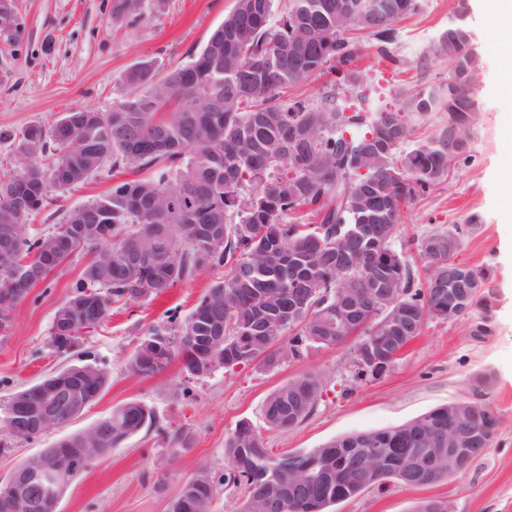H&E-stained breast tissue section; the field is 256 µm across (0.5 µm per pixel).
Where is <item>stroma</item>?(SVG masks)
<instances>
[{
	"label": "stroma",
	"mask_w": 512,
	"mask_h": 512,
	"mask_svg": "<svg viewBox=\"0 0 512 512\" xmlns=\"http://www.w3.org/2000/svg\"><path fill=\"white\" fill-rule=\"evenodd\" d=\"M113 0H11L12 23L0 34V175H10L16 134L31 124L50 126L63 113L108 111L128 89L122 77L151 61L161 71L185 64L205 45L235 0H144L140 17L112 19ZM495 0H420L417 14L400 22L398 36L379 55L364 37L354 66L378 105L398 101L402 88L437 89L448 79L446 61L430 48L457 12H464L483 57L479 78L466 91L480 116L472 133V164L428 196L411 202L396 229V244L421 240L451 224L478 217L480 230L466 237L459 261L491 271L496 308L489 331L474 333L478 315L456 322L427 321L384 375L359 374L350 346L326 347L274 367L255 361L189 380L180 363L151 377L134 374L129 359L151 325L167 310L187 316L200 296L223 280V269L204 268L161 295L132 306L114 305L112 316L87 333L80 347L53 351L47 336L54 314L69 297L89 257L77 253L32 288L0 330V405L13 392L67 366L92 363L108 382L78 418L26 441L0 447V484L43 448L91 428L113 408L135 401L153 412L150 426L98 458L71 481L58 512H168L182 484L206 470L217 487L212 512H238L243 489L225 484L224 443L241 421L259 431L273 454L306 452L346 434L389 429L438 406L469 397L472 377L488 371L494 385L486 400L500 419L490 448L461 473L417 487L390 480L332 505L331 512H415L432 501L448 512H512V224L504 219L512 201L500 191L507 163L505 134L512 124V81L500 57L512 40L491 45ZM120 180L111 167L65 192L29 219L31 232L48 233L61 207L86 204ZM320 377L314 411L289 429H269L267 396L305 374Z\"/></svg>",
	"instance_id": "35a3bbf8"
}]
</instances>
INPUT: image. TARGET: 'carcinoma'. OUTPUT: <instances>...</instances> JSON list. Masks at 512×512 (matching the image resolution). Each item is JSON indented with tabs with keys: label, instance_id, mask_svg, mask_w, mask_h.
I'll list each match as a JSON object with an SVG mask.
<instances>
[{
	"label": "carcinoma",
	"instance_id": "carcinoma-1",
	"mask_svg": "<svg viewBox=\"0 0 512 512\" xmlns=\"http://www.w3.org/2000/svg\"><path fill=\"white\" fill-rule=\"evenodd\" d=\"M259 2L265 8L257 12L254 4ZM273 2L235 0L201 51L164 75L151 62L132 67L123 75L129 93L111 111L77 109L47 129L33 124L21 131L13 174L0 179V237L4 227L15 226L18 209L26 218L41 209L52 187L66 190L85 183L107 165L133 175L93 202L61 209V221L51 233L30 238L21 231L12 244L7 268H0V295L28 287L20 275L28 266L56 264L61 236L66 238V256L82 251L92 255L59 307L66 317L52 321L49 335H57L63 322L94 329L109 318L114 303L158 296L202 268L226 267L224 280L214 283L185 318L173 315L168 324L148 331L130 358L134 373L150 377L177 359L188 377L199 378L217 367L252 362L257 351L243 329L252 315V299L259 294L274 300L297 296L305 305L297 319L275 330L276 340L287 329L294 335L277 346L279 356H266L268 365L336 345L324 330L325 320L336 318V267L315 249L307 225L283 221L301 207L311 208L321 238L341 233L349 251L384 272L385 296L367 302L359 332L368 343L391 349L389 322L399 313L406 315L407 335L413 338L428 319L455 322L474 311L488 318L494 304L489 272L457 262L464 236L480 229L477 217L464 228L452 224L419 242L427 273L424 284L394 246L408 204L433 190L448 167L472 160L467 136L477 124L479 109L465 87L479 77L483 60L468 26L450 19L433 44V54L448 60L442 94L417 90L401 106L384 109L367 102L350 68L358 49L355 33L394 42L397 24L418 12L419 0H357L359 18L351 21L338 13L345 0H288L277 23L271 22ZM141 7L142 0H113L112 15H138ZM312 14L323 38L308 50L295 42L301 36L298 20ZM229 29L239 34L235 45L224 40ZM286 43L292 45L289 53L273 58L274 50ZM326 71L335 79L321 104L282 99L288 89ZM247 76L254 89L243 98ZM442 111L448 114L447 127L401 150L414 132L412 120L424 121ZM245 184L252 192L243 197ZM290 249L307 255L319 286L315 293L297 295L281 259ZM213 320L223 322V343L205 353L186 343L189 336L207 335ZM57 377L79 382L92 402L107 383L106 374L91 364L71 365ZM493 383L487 372L475 375L474 398L463 408L465 417L478 422L486 448L500 425L485 401ZM319 394L313 375L275 389L264 403L266 425H298L313 412ZM41 397L40 381L11 394L4 408L19 399L27 412L19 418L1 417L0 432L11 441L36 436ZM294 399L307 402L296 417L289 415ZM450 407L454 403L371 432L377 447L386 449L373 463L355 459L354 434L322 448L276 456L243 421L224 445V483L243 486L239 512H326L324 506L390 479L425 485L449 478L471 461L452 470L444 461L414 481L408 448L418 432L446 434L458 425ZM151 419L152 411L140 402L120 405L100 420L102 425L112 421V435L99 437L96 444L107 453ZM288 470L325 472L329 497H314L311 488L289 493L274 479ZM198 475L208 481L193 487L192 495L204 499L201 508L209 512L214 481L205 470Z\"/></svg>",
	"mask_w": 512,
	"mask_h": 512
}]
</instances>
